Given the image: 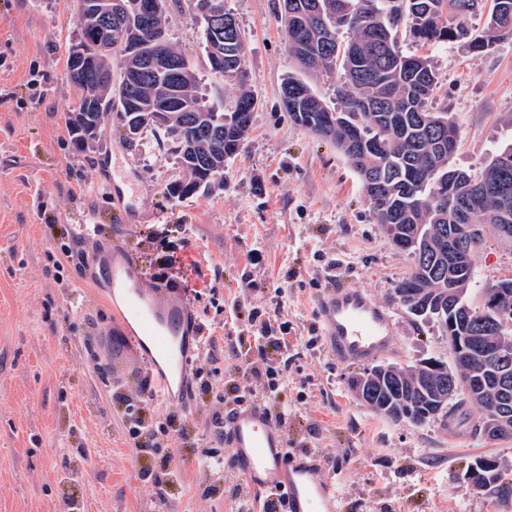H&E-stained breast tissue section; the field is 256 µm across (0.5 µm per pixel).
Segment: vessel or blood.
Returning a JSON list of instances; mask_svg holds the SVG:
<instances>
[{"label":"vessel or blood","instance_id":"b4317fda","mask_svg":"<svg viewBox=\"0 0 512 512\" xmlns=\"http://www.w3.org/2000/svg\"><path fill=\"white\" fill-rule=\"evenodd\" d=\"M103 276L108 292L120 302L117 318L131 333V348L158 398L182 404L189 388L185 373L191 338L200 327L199 320L187 315L185 296L178 290L147 292L138 260L126 251L113 252ZM318 309L324 333L340 360L364 363L390 353L391 312L363 289L330 286ZM224 441L253 492L282 488L288 512H341V499L324 479L319 457L288 450L282 428L264 404L237 407L224 423Z\"/></svg>","mask_w":512,"mask_h":512}]
</instances>
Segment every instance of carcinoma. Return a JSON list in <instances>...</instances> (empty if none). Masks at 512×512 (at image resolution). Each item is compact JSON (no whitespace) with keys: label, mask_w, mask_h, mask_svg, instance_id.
Wrapping results in <instances>:
<instances>
[{"label":"carcinoma","mask_w":512,"mask_h":512,"mask_svg":"<svg viewBox=\"0 0 512 512\" xmlns=\"http://www.w3.org/2000/svg\"><path fill=\"white\" fill-rule=\"evenodd\" d=\"M169 0H159V9L151 22L133 29L112 28V39L120 36L148 42L167 29ZM291 15L285 26L289 51L307 73H331L341 68L342 85L337 90L340 107L330 109L302 79L293 74L283 78L280 95L299 91L294 107L288 109L291 120L329 141L350 163L363 190L373 204L374 218L391 242L404 232L411 233L414 245L398 247L412 258L407 277L394 288L395 298L403 306L429 301L436 310L417 319L434 322L443 332L467 337L475 332L473 315L466 309L448 310V288H472L474 265L470 273L448 267V247L452 245L456 225L476 228L463 246L473 258L484 245L486 232H496L495 224L512 225V148L498 153L483 170L469 174L451 168L448 139L440 138L437 126L455 127L446 112H432L428 102L437 86V76L427 57L405 55L398 34L405 29L409 37L424 45L462 42L474 54L491 51L494 44L512 36V0H283ZM487 13L481 30L472 29L468 19ZM205 44L207 60L224 56V71L210 69L215 80L234 81L238 86L233 110L218 112L202 103L195 66L187 63L186 72L174 86L145 76L122 103L126 112L155 109L164 102L175 106L171 125L152 131L170 152L178 141L197 145L204 180L194 194L207 193L224 177V162L236 156L246 140L257 98L247 87L245 40L242 31H224L218 36L213 22L203 12L194 14ZM350 38L339 40L341 29ZM115 56L100 55L93 71H84L66 61L65 78L74 88L78 101L95 105L97 120L110 114L104 77L112 72ZM448 182L449 203L434 196V186ZM485 340L504 349L512 363V327ZM483 355H472L467 362L440 372L425 366L414 377L400 379L396 391L372 397L367 408L394 422L421 426L426 416L429 395L457 384L483 370ZM468 405L477 410L473 430L493 412L503 409L512 416V402H506L492 381H485L481 392L472 396L460 392L450 402L448 413ZM505 465L500 463L494 475L479 470L472 486L478 490L502 488Z\"/></svg>","instance_id":"cac0c4a2"}]
</instances>
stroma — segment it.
<instances>
[{
	"label": "stroma",
	"mask_w": 512,
	"mask_h": 512,
	"mask_svg": "<svg viewBox=\"0 0 512 512\" xmlns=\"http://www.w3.org/2000/svg\"><path fill=\"white\" fill-rule=\"evenodd\" d=\"M281 0H224L246 40L248 86L258 99L251 132L224 164L211 193L177 198L173 155L152 132L126 143L115 118L100 140L77 149L66 115L77 96L65 80L66 47L77 35L70 0H0V512H237L243 483L232 456L203 466L210 448V400L185 420L197 437L170 434L177 453L162 488L145 490L127 445L125 407L144 371L129 348L113 350L112 304L96 274L115 243L133 248L144 288L200 291L196 310L214 328L203 367L225 371L226 337L248 351L252 329L229 306L245 283V304L287 323L298 339L288 363V444L318 455L343 512H512V491L474 489L463 474L495 455L512 482V439L476 434L474 410L451 426L395 423L363 406L348 380L361 363L333 354L316 301L332 284L366 290L390 308L401 365L449 360L448 339L393 297L412 260L395 249L346 159L295 124L280 98L286 74L301 68L277 19ZM168 38L196 67L208 104L231 111L233 83L213 80L198 25L171 8ZM407 55L430 58L438 78L432 111L451 113L460 141L453 168L479 172L512 147V37L484 55L459 44L424 46L399 37ZM140 194L126 222L110 185L113 159ZM79 196H69V189ZM178 255L182 265L165 266ZM478 287L512 277V246L488 238L474 257Z\"/></svg>",
	"instance_id": "35a3bbf8"
}]
</instances>
